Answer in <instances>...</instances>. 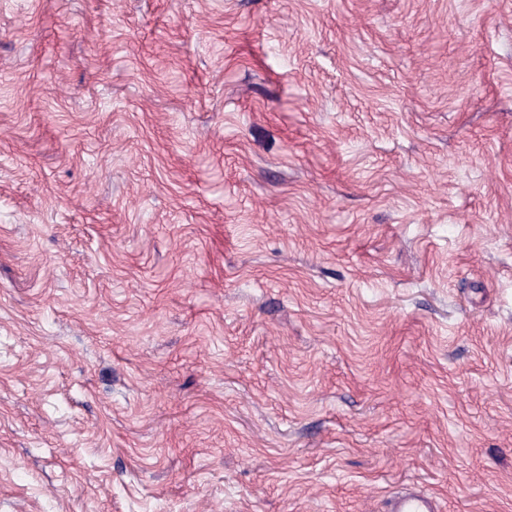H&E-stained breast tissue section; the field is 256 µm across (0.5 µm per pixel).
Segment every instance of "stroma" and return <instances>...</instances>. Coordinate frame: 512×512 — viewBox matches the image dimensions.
<instances>
[{
	"instance_id": "35a3bbf8",
	"label": "stroma",
	"mask_w": 512,
	"mask_h": 512,
	"mask_svg": "<svg viewBox=\"0 0 512 512\" xmlns=\"http://www.w3.org/2000/svg\"><path fill=\"white\" fill-rule=\"evenodd\" d=\"M512 512V0H0V512ZM391 512H436L434 500L422 493L409 491L394 498L390 504Z\"/></svg>"
}]
</instances>
